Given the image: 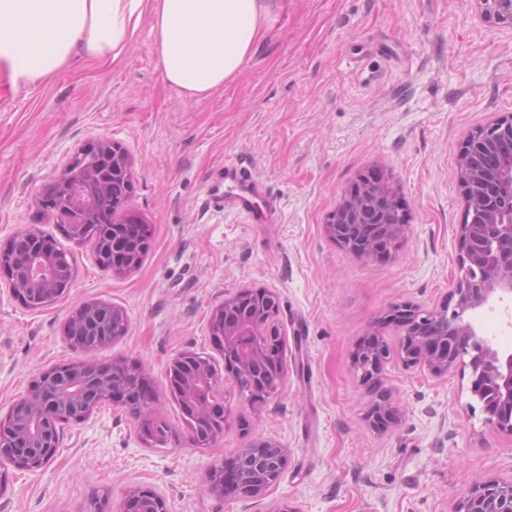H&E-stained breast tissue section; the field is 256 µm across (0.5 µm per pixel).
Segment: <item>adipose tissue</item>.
<instances>
[{"label":"adipose tissue","instance_id":"ef3b65f1","mask_svg":"<svg viewBox=\"0 0 512 512\" xmlns=\"http://www.w3.org/2000/svg\"><path fill=\"white\" fill-rule=\"evenodd\" d=\"M275 0H0V72L44 82L81 57L119 56L144 13L163 79L190 98L223 87L263 39Z\"/></svg>","mask_w":512,"mask_h":512}]
</instances>
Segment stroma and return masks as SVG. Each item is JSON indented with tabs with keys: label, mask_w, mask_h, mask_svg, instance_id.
<instances>
[{
	"label": "stroma",
	"mask_w": 512,
	"mask_h": 512,
	"mask_svg": "<svg viewBox=\"0 0 512 512\" xmlns=\"http://www.w3.org/2000/svg\"><path fill=\"white\" fill-rule=\"evenodd\" d=\"M144 16L116 61L82 58L57 78L15 89L0 77V250L33 226L71 256L74 278L31 310L0 272V417L39 371L125 362L149 380L153 417L169 426L150 447L134 414L103 404L65 426L40 473L0 466V512H84L95 494L122 512L130 488L150 487L170 512H451L479 479L512 477V435L483 422L469 372L437 379L391 358L383 390L400 419L378 429L354 356L404 302L447 301L465 216L459 157L467 135L512 114V28L491 26L470 0H278L274 22L223 89L187 98L167 84ZM109 141L133 159L126 208L147 224L148 253L122 275L91 245L66 241L36 205L80 148ZM247 161L278 200L252 213L210 206L224 160ZM371 172L390 178L407 230L391 252L361 257L326 232L344 194ZM270 290L279 300L287 373L249 404L224 380V428L196 446L167 380L193 351L223 369L209 323L225 297ZM82 302L127 316L124 334L93 353L65 324ZM480 336L512 351V301L472 315ZM272 439L286 467L265 496L215 495L206 485L235 449Z\"/></svg>",
	"instance_id": "35a3bbf8"
}]
</instances>
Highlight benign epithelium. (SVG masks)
Returning a JSON list of instances; mask_svg holds the SVG:
<instances>
[{"instance_id":"7a95c632","label":"benign epithelium","mask_w":512,"mask_h":512,"mask_svg":"<svg viewBox=\"0 0 512 512\" xmlns=\"http://www.w3.org/2000/svg\"><path fill=\"white\" fill-rule=\"evenodd\" d=\"M478 15L494 24L512 27V0H473ZM103 152L81 150L54 179L58 191L47 204L57 223L71 222V213L93 214L95 205L112 195V231L121 238L112 245V273L131 269L133 250L142 238L134 225L137 217L122 219L130 188V157L109 142ZM512 114L501 116L469 135L462 147L459 174L465 182L466 216L458 225L461 243L458 274L452 282L448 301L426 308L403 304L392 308L384 320L400 328L398 355L407 367L419 366L441 378L457 367L471 372L470 393L481 404L484 422L512 435V353H504L478 336L472 312L493 300L512 297ZM394 189L380 174L363 177L341 201L334 219L327 225L331 236L360 256L376 252V246L362 237L366 224H375L386 247L397 246L406 224L402 203L391 200ZM27 242L22 251L0 252V265L14 269L8 291L19 296L30 309L43 307L44 300L58 291L60 278L72 283L74 270L69 254L55 246L40 230L27 228L16 234ZM76 311L102 316L81 304ZM265 308L239 292L235 303L216 311L210 333L224 353V370L250 379V401H259L279 388L269 383L273 373L268 356L273 354V329L265 322ZM104 316L120 321L108 336L85 335L83 324L68 319L66 335L71 343L93 350L124 333L125 314L119 307ZM390 352L375 340L358 351L355 364L370 388L380 383ZM182 372L184 399L194 409V442L211 441V413L221 401L223 377L212 364L188 352L176 358L169 372ZM119 401L152 421V397L144 375L115 363L101 367L94 363L62 364L39 372L26 393L0 418V459L13 468L30 473L45 469L59 450V428L63 424L87 421L104 403ZM368 418L375 427L397 421L398 411L389 397L381 396L371 405ZM288 450L273 440L241 448L210 476L209 492L260 497L281 477ZM129 512H169L157 491L134 487L126 497ZM452 512H512V478L475 482L455 503Z\"/></svg>"}]
</instances>
